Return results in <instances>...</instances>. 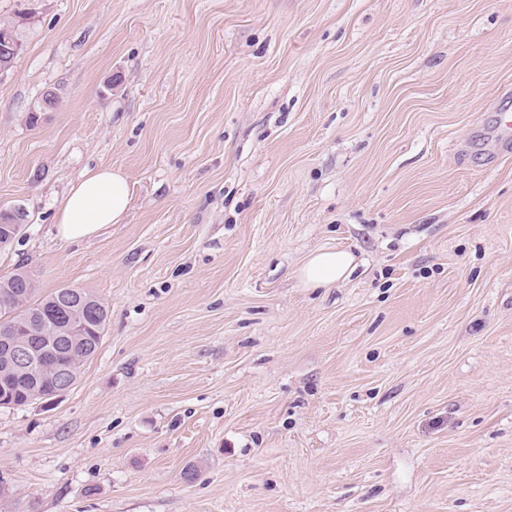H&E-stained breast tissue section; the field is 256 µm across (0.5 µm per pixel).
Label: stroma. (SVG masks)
Listing matches in <instances>:
<instances>
[{
    "label": "stroma",
    "mask_w": 512,
    "mask_h": 512,
    "mask_svg": "<svg viewBox=\"0 0 512 512\" xmlns=\"http://www.w3.org/2000/svg\"><path fill=\"white\" fill-rule=\"evenodd\" d=\"M0 251L109 316L0 407V512H512V0H0ZM122 223L54 217L88 170ZM343 281L304 287L310 252ZM509 93L503 94L495 106L496 122L490 132V138L495 145L509 148L512 144V108L508 105ZM130 202V185L124 173L111 167L87 171L57 209V234L67 242L92 237L106 224L121 223ZM354 257L345 250L313 253L300 268L301 283L316 288L345 279L352 270Z\"/></svg>",
    "instance_id": "1"
}]
</instances>
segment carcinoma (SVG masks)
I'll return each instance as SVG.
<instances>
[{"label":"carcinoma","instance_id":"cac0c4a2","mask_svg":"<svg viewBox=\"0 0 512 512\" xmlns=\"http://www.w3.org/2000/svg\"><path fill=\"white\" fill-rule=\"evenodd\" d=\"M28 271L19 265L0 277V326H15L14 339L27 341L42 351L49 333H59L53 350L64 361L75 383L81 365L99 347L108 310L95 295L80 288H58L40 296L30 288ZM0 343V407L24 406L33 400L60 395L57 374L50 368L34 366L26 373L15 371L4 356Z\"/></svg>","mask_w":512,"mask_h":512}]
</instances>
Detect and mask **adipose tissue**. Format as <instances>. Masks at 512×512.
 Here are the masks:
<instances>
[{"instance_id": "ef3b65f1", "label": "adipose tissue", "mask_w": 512, "mask_h": 512, "mask_svg": "<svg viewBox=\"0 0 512 512\" xmlns=\"http://www.w3.org/2000/svg\"><path fill=\"white\" fill-rule=\"evenodd\" d=\"M130 202L124 173L109 167L88 171L70 188L56 212L57 234L67 242L92 237L104 225L121 223ZM353 261L345 250L319 251L307 259L298 276L310 288L333 284L349 275Z\"/></svg>"}]
</instances>
